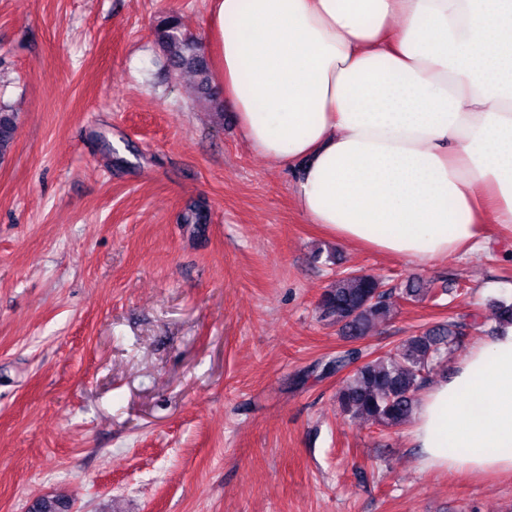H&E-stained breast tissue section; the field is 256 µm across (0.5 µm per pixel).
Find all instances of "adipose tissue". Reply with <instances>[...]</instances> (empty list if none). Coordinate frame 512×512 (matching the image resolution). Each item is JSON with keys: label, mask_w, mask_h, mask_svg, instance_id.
<instances>
[{"label": "adipose tissue", "mask_w": 512, "mask_h": 512, "mask_svg": "<svg viewBox=\"0 0 512 512\" xmlns=\"http://www.w3.org/2000/svg\"><path fill=\"white\" fill-rule=\"evenodd\" d=\"M243 139L336 241L423 263L512 233V0H209ZM423 465L512 473V325L428 383Z\"/></svg>", "instance_id": "1"}]
</instances>
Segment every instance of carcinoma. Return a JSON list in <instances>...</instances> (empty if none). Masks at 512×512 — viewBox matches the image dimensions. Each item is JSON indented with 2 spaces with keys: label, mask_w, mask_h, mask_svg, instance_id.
<instances>
[{
  "label": "carcinoma",
  "mask_w": 512,
  "mask_h": 512,
  "mask_svg": "<svg viewBox=\"0 0 512 512\" xmlns=\"http://www.w3.org/2000/svg\"><path fill=\"white\" fill-rule=\"evenodd\" d=\"M167 66L176 75L190 73L197 92L219 116H224L223 102L213 86L210 60L187 32L182 17L168 13L155 24ZM18 114L0 109V160L11 152L18 129ZM209 210L205 203L194 202L180 215L182 224H206ZM402 299L421 302L435 297L426 283L412 279L399 289ZM392 293L382 281L365 272L336 278L320 297V320L340 327L344 336L358 341L368 335L373 325L390 317ZM495 320L512 324V302H492ZM468 324L450 320L407 337L393 349L374 358L363 357L350 348L317 365L321 375L346 373L336 392V408L351 419H361L376 426L392 428L408 421L416 408L418 393L429 381L438 363L448 358V351L460 346ZM70 498L49 494L34 499L28 512H72Z\"/></svg>",
  "instance_id": "1"
}]
</instances>
